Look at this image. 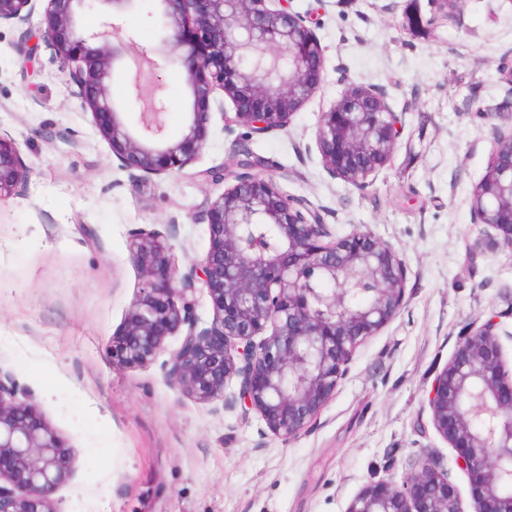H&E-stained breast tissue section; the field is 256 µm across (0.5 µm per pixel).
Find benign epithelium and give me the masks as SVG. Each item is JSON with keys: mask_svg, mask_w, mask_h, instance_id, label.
<instances>
[{"mask_svg": "<svg viewBox=\"0 0 512 512\" xmlns=\"http://www.w3.org/2000/svg\"><path fill=\"white\" fill-rule=\"evenodd\" d=\"M163 47L138 44L108 15L87 33L76 14L92 0H0V23L25 24L38 11L39 39L70 68L77 96L125 169L162 178L192 166L206 145L213 109L257 134L286 127L318 89L323 48L305 18L283 0H157ZM139 57L156 73L179 64L187 73L192 112L181 134L165 136L162 86L144 97L141 132L132 133L112 105L110 70ZM491 122L486 169L471 193L473 223L492 227L512 251V131ZM403 124L384 93L344 83L321 114L315 143L330 177L357 188L372 184L390 160ZM247 155L208 175L229 187L196 220L208 227L209 248L189 262L162 232L129 231L142 276L124 325L112 336V363L145 368L162 355L168 384L223 409L240 404L283 440L306 432L348 375L355 349L401 311L407 268L401 255L372 232L337 237L307 201L285 193L276 179L254 173ZM30 167L16 143L0 136V196L23 192ZM253 224L273 228V247L245 242ZM209 297L212 319L201 322L198 299ZM500 322L468 328L453 358L436 374L428 398L432 424L457 452L471 487L473 512H512L502 486L512 482V367L503 356ZM179 337L168 346V338ZM235 386L233 395L226 394ZM72 448L31 403L16 399L0 372V512H58L52 494L71 475ZM346 512H465L448 473L422 457L402 481L365 485Z\"/></svg>", "mask_w": 512, "mask_h": 512, "instance_id": "benign-epithelium-1", "label": "benign epithelium"}]
</instances>
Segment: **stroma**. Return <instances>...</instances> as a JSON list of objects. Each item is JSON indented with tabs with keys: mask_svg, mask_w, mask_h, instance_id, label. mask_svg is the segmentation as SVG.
<instances>
[{
	"mask_svg": "<svg viewBox=\"0 0 512 512\" xmlns=\"http://www.w3.org/2000/svg\"><path fill=\"white\" fill-rule=\"evenodd\" d=\"M289 5L311 17L324 49L315 94L286 128L254 134L227 126L233 105L215 90L224 109L212 112L197 162L163 178L119 168L68 68L44 46L27 59L22 27L0 26V134L32 169L24 194L0 197V371L74 450L58 512H345L367 483L402 480L425 455L473 508L427 399L466 326L497 314L512 330V252L472 224L469 202L493 141L476 111L512 98L501 75L512 61V0H462L451 19L436 17L431 0ZM120 17L141 44H159L154 0H133ZM133 76L125 62L108 84L136 130ZM344 76L384 92L404 126L363 191L331 178L315 147ZM158 80L175 137L191 110L188 77L175 65ZM244 147L275 162L282 189L334 234L370 230L407 266L401 312L357 348L313 426L290 441L267 434L257 414L172 388L159 364L127 369L108 355L141 283L129 230L154 225L179 256H202L209 234L196 217L224 192L205 172L233 165Z\"/></svg>",
	"mask_w": 512,
	"mask_h": 512,
	"instance_id": "obj_1",
	"label": "stroma"
}]
</instances>
